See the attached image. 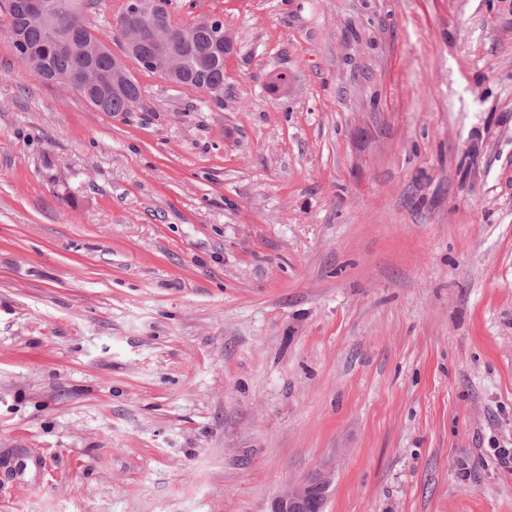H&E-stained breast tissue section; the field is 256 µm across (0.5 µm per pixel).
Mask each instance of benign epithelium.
<instances>
[{
  "label": "benign epithelium",
  "instance_id": "7a95c632",
  "mask_svg": "<svg viewBox=\"0 0 512 512\" xmlns=\"http://www.w3.org/2000/svg\"><path fill=\"white\" fill-rule=\"evenodd\" d=\"M13 8L21 9L27 26L42 28L54 44L79 59V64L72 70L46 74L44 79L73 89L85 98L94 97L100 108L107 102V92L129 90V61L134 57L165 75L171 84L191 89L181 83L180 60L184 51L193 47L200 26L179 21L162 6L161 0H124L116 21V27L126 41L123 55L112 54L108 41L96 32L86 39V47L77 48L70 31L59 22L51 0H15ZM103 57L111 60L107 70L86 63L88 59ZM333 480L331 468L319 469L278 495L272 501L270 512H312V508L323 503Z\"/></svg>",
  "mask_w": 512,
  "mask_h": 512
}]
</instances>
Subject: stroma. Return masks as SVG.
<instances>
[{
	"label": "stroma",
	"instance_id": "obj_1",
	"mask_svg": "<svg viewBox=\"0 0 512 512\" xmlns=\"http://www.w3.org/2000/svg\"><path fill=\"white\" fill-rule=\"evenodd\" d=\"M168 8L223 104L0 38V512H512V0ZM136 86L130 92L112 94L109 100L108 109L104 112H134L141 99V87L136 79ZM334 480V471L322 467L307 479L290 486L273 501L269 512H311L312 507L323 504L328 489Z\"/></svg>",
	"mask_w": 512,
	"mask_h": 512
}]
</instances>
